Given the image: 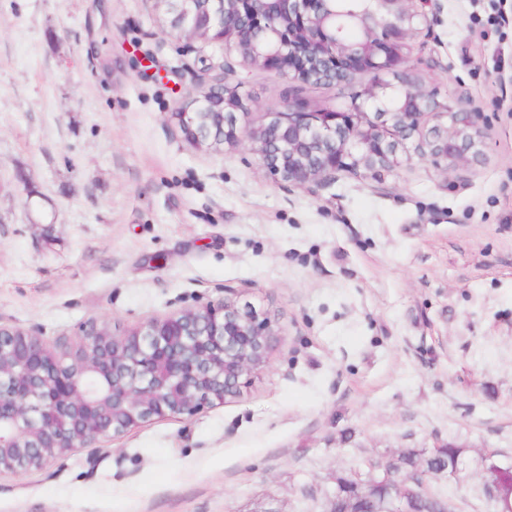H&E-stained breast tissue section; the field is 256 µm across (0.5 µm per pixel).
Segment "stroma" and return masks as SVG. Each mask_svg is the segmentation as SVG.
Masks as SVG:
<instances>
[{"instance_id": "stroma-1", "label": "stroma", "mask_w": 512, "mask_h": 512, "mask_svg": "<svg viewBox=\"0 0 512 512\" xmlns=\"http://www.w3.org/2000/svg\"><path fill=\"white\" fill-rule=\"evenodd\" d=\"M498 14L500 25H488ZM407 79L479 112L476 163L416 140L381 181H274L174 112L234 88L241 131L288 81L161 29L153 0H0V323L76 342L209 301L277 330L240 395L0 477V512H326L337 478L453 442L426 490L496 512L512 466V0H439ZM483 471L487 475V484L490 490L496 497V503L498 506V512H511L512 511V499L511 494L504 495L502 493L501 485L495 477H499L506 473L512 472V467L503 468L496 464L491 458L485 459L483 465Z\"/></svg>"}]
</instances>
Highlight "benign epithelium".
Here are the masks:
<instances>
[{"mask_svg":"<svg viewBox=\"0 0 512 512\" xmlns=\"http://www.w3.org/2000/svg\"><path fill=\"white\" fill-rule=\"evenodd\" d=\"M173 13L168 35L225 43L242 60L290 83L343 86L355 73L370 83L338 107L308 111L283 102L271 120L240 134L237 93L202 86L173 113L192 145L252 143L270 176L292 186L330 182L347 172L371 180L397 166L399 144L430 137L420 158L446 171L471 164L482 138L477 114L456 105L437 112L431 91L403 79L407 39L434 0H154ZM359 38L350 40L349 30ZM272 322L249 305L208 302L153 319L117 336L93 324L77 342L49 345L30 329L0 325V475L39 470L50 458L95 447L142 424L189 418L240 393L268 364ZM483 471L498 512L512 496L492 459ZM393 507L359 499L356 512H418L422 492L395 486Z\"/></svg>","mask_w":512,"mask_h":512,"instance_id":"obj_1","label":"benign epithelium"}]
</instances>
